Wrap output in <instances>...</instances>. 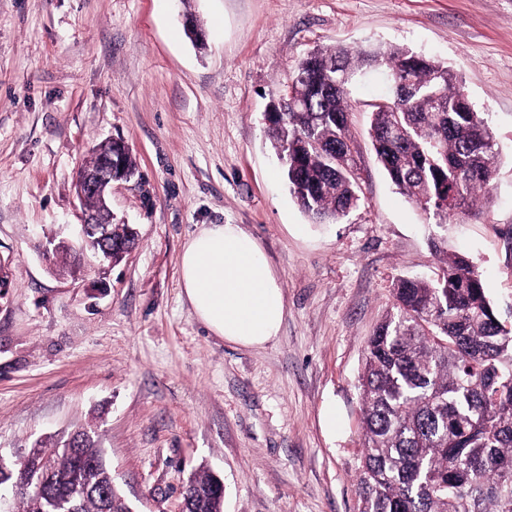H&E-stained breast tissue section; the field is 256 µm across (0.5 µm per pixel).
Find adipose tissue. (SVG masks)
Masks as SVG:
<instances>
[{
    "instance_id": "ef3b65f1",
    "label": "adipose tissue",
    "mask_w": 512,
    "mask_h": 512,
    "mask_svg": "<svg viewBox=\"0 0 512 512\" xmlns=\"http://www.w3.org/2000/svg\"><path fill=\"white\" fill-rule=\"evenodd\" d=\"M180 288L198 320L228 343L257 348L281 331L283 289L240 225H205L184 244Z\"/></svg>"
}]
</instances>
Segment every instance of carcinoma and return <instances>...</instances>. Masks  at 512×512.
<instances>
[{
	"label": "carcinoma",
	"instance_id": "cac0c4a2",
	"mask_svg": "<svg viewBox=\"0 0 512 512\" xmlns=\"http://www.w3.org/2000/svg\"><path fill=\"white\" fill-rule=\"evenodd\" d=\"M339 70L387 73L386 93L369 103L376 157L399 193L448 231V218L489 188L500 153L457 74L405 47L329 46L298 62L306 79L292 86L295 104L270 118L268 136L301 210L334 223L361 201L350 84L328 82ZM136 241L128 224H95L87 250L110 247L118 260ZM51 260L81 269L63 240ZM393 298L360 376L358 512H512V328L461 255H444L433 278L398 279ZM35 447L49 471L0 468V488L17 487L15 512H58L62 500L75 512H130L89 431ZM217 493L216 476L195 473L184 509L213 512Z\"/></svg>",
	"mask_w": 512,
	"mask_h": 512
}]
</instances>
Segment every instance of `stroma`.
Wrapping results in <instances>:
<instances>
[{
  "mask_svg": "<svg viewBox=\"0 0 512 512\" xmlns=\"http://www.w3.org/2000/svg\"><path fill=\"white\" fill-rule=\"evenodd\" d=\"M326 45L437 58L490 113L492 197L444 246L512 319V0H0V453L83 427L135 512H177L199 471L223 480L224 512H357L366 342L394 282L440 257L373 152L379 79L351 94L359 206L313 224L290 194L266 114ZM112 138L137 167L112 186L113 221L137 244L78 274L49 265L48 239L77 241V170ZM206 224L240 225L280 280L264 347L213 336L181 294L182 247Z\"/></svg>",
  "mask_w": 512,
  "mask_h": 512,
  "instance_id": "stroma-1",
  "label": "stroma"
}]
</instances>
